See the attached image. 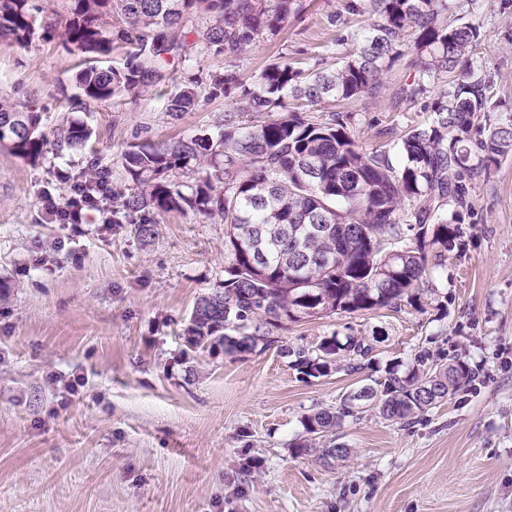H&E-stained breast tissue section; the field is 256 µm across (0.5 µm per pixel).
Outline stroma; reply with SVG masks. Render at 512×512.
Here are the masks:
<instances>
[{
	"instance_id": "1",
	"label": "stroma",
	"mask_w": 512,
	"mask_h": 512,
	"mask_svg": "<svg viewBox=\"0 0 512 512\" xmlns=\"http://www.w3.org/2000/svg\"><path fill=\"white\" fill-rule=\"evenodd\" d=\"M480 13L477 59L495 75L512 120V6L455 0ZM279 35L237 62L244 84L270 63L334 68L359 46L363 16L350 0H299ZM78 55L59 39L0 41V102L35 103L54 133L71 121L92 131L63 157L30 163L0 150V512H512V155L474 192L466 246L424 279L422 305L340 314L281 332L280 344L380 335V364L416 354L464 357L474 385L404 424L345 422L349 457L323 463L292 446L305 414L339 405L366 373L302 378L278 347L237 358L189 349L183 329L196 299L224 278V225L193 211L156 216L150 241L130 219L57 224L43 191L63 196L60 170L106 169L113 193L131 180L123 154L213 131L226 100L202 92L172 116L166 99L188 76L223 71V57L193 54L168 66L160 87L71 109ZM416 57L402 45L376 98L344 105L354 132H401L429 115L422 103L392 109Z\"/></svg>"
}]
</instances>
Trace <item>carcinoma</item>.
<instances>
[{
	"mask_svg": "<svg viewBox=\"0 0 512 512\" xmlns=\"http://www.w3.org/2000/svg\"><path fill=\"white\" fill-rule=\"evenodd\" d=\"M350 9L367 16L358 52L334 69H304L286 61L267 65L243 85L236 59L278 35L299 11L296 0H68L62 44L84 56L75 75L94 101L137 96L167 78L168 58L186 62L190 50L228 58L209 75L210 93L238 94L224 122L210 133L125 151L133 185L112 202V221L139 215L137 235H154V216L187 208L224 223V280L195 301L184 335L197 348H220L237 357L266 349L271 330L334 314L420 305L419 284L444 267L448 247L465 246L459 224L473 192L512 153V127L473 128L480 112H496L491 73L476 65L483 22L456 23L452 0H366ZM41 0H0V40L26 46L55 35L38 24ZM205 25L185 30L190 17ZM414 30L419 76L399 89L393 109L430 99L426 123L408 128L394 144L367 148L334 103L376 97L405 33ZM122 44L136 51L123 66H103ZM199 80L189 79L168 98L177 116L196 105ZM0 126L12 137L0 149L29 162L55 147L85 145L90 130L71 122L49 138L33 104L0 103ZM190 175L191 181L182 177ZM91 191L99 172L70 176ZM413 232L410 242L404 230ZM377 337H339L312 347H281L298 373L320 378L359 372L373 360ZM382 380L362 386L363 400L341 399L335 409L302 417L296 452L327 463L349 456L337 429L367 413L410 421L475 382L462 357H414L405 370L391 365Z\"/></svg>",
	"mask_w": 512,
	"mask_h": 512,
	"instance_id": "carcinoma-1",
	"label": "carcinoma"
}]
</instances>
